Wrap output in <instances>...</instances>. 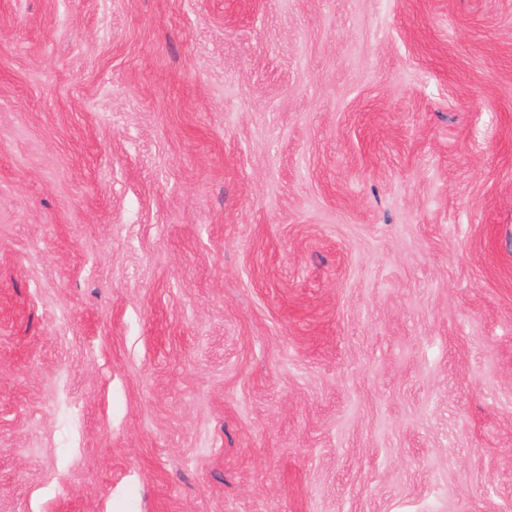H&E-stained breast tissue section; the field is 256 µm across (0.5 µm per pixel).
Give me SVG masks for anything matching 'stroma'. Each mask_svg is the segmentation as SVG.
I'll return each instance as SVG.
<instances>
[{
  "label": "stroma",
  "mask_w": 512,
  "mask_h": 512,
  "mask_svg": "<svg viewBox=\"0 0 512 512\" xmlns=\"http://www.w3.org/2000/svg\"><path fill=\"white\" fill-rule=\"evenodd\" d=\"M0 512H512V0H0Z\"/></svg>",
  "instance_id": "35a3bbf8"
}]
</instances>
